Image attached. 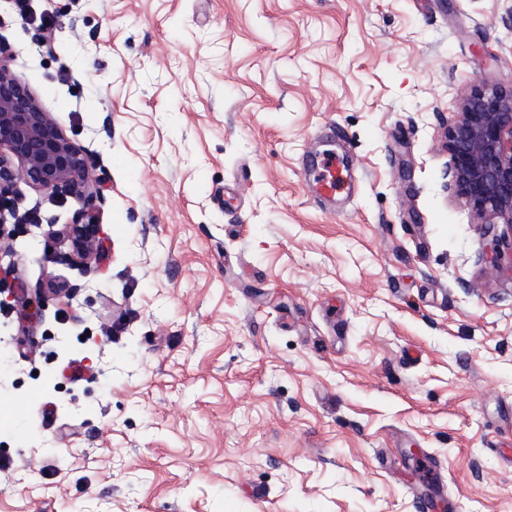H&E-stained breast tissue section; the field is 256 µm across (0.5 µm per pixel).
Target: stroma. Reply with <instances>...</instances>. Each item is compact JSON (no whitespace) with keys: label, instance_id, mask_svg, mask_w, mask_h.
Segmentation results:
<instances>
[{"label":"stroma","instance_id":"1","mask_svg":"<svg viewBox=\"0 0 512 512\" xmlns=\"http://www.w3.org/2000/svg\"><path fill=\"white\" fill-rule=\"evenodd\" d=\"M0 45L102 199L87 274L74 198L6 226L0 512H414L426 455L512 512V271L444 136L512 86V0H7ZM300 164L311 177L309 188L313 197L323 204L336 200L339 195L350 198L357 191L352 179L347 174L344 176L346 155L336 153L335 148L321 154L306 151L300 158Z\"/></svg>","mask_w":512,"mask_h":512}]
</instances>
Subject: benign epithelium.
Wrapping results in <instances>:
<instances>
[{
  "instance_id": "1",
  "label": "benign epithelium",
  "mask_w": 512,
  "mask_h": 512,
  "mask_svg": "<svg viewBox=\"0 0 512 512\" xmlns=\"http://www.w3.org/2000/svg\"><path fill=\"white\" fill-rule=\"evenodd\" d=\"M451 155V182L460 200L485 220L492 236L490 263L500 264L506 240H512V88L480 89L465 98L459 117L445 132ZM93 167L86 150L75 145L45 111L28 85L0 63V241L4 226L39 221L32 210L20 212L18 183L53 196H71L81 208L73 222L58 230L75 249L85 270L97 251ZM503 229L496 232V220Z\"/></svg>"
}]
</instances>
